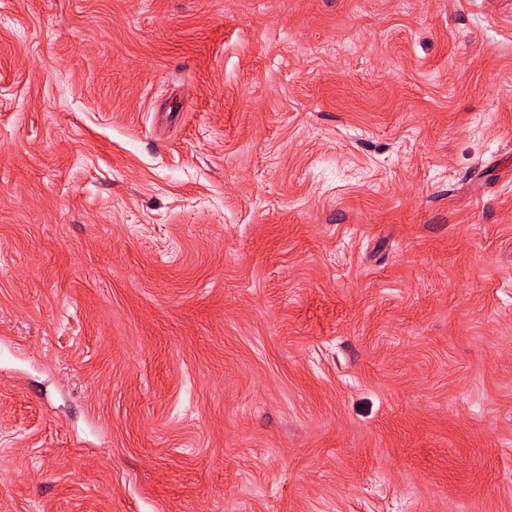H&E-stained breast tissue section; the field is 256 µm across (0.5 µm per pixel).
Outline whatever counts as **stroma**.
<instances>
[{
    "mask_svg": "<svg viewBox=\"0 0 512 512\" xmlns=\"http://www.w3.org/2000/svg\"><path fill=\"white\" fill-rule=\"evenodd\" d=\"M0 512H512V0H0Z\"/></svg>",
    "mask_w": 512,
    "mask_h": 512,
    "instance_id": "1",
    "label": "stroma"
}]
</instances>
